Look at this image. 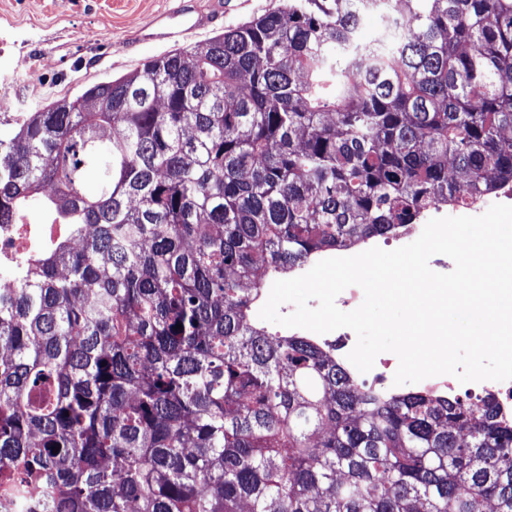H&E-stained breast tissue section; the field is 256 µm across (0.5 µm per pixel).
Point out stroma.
<instances>
[{
	"mask_svg": "<svg viewBox=\"0 0 512 512\" xmlns=\"http://www.w3.org/2000/svg\"><path fill=\"white\" fill-rule=\"evenodd\" d=\"M178 0H0V85L32 112L177 50L132 46L138 27Z\"/></svg>",
	"mask_w": 512,
	"mask_h": 512,
	"instance_id": "35a3bbf8",
	"label": "stroma"
}]
</instances>
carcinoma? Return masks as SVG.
Masks as SVG:
<instances>
[{
	"label": "carcinoma",
	"mask_w": 512,
	"mask_h": 512,
	"mask_svg": "<svg viewBox=\"0 0 512 512\" xmlns=\"http://www.w3.org/2000/svg\"><path fill=\"white\" fill-rule=\"evenodd\" d=\"M393 2L408 32L363 39ZM510 183L512 0H283L28 113L0 224L36 208L78 241L0 288V502L512 512L491 405L371 399L250 324L267 278Z\"/></svg>",
	"instance_id": "1"
}]
</instances>
